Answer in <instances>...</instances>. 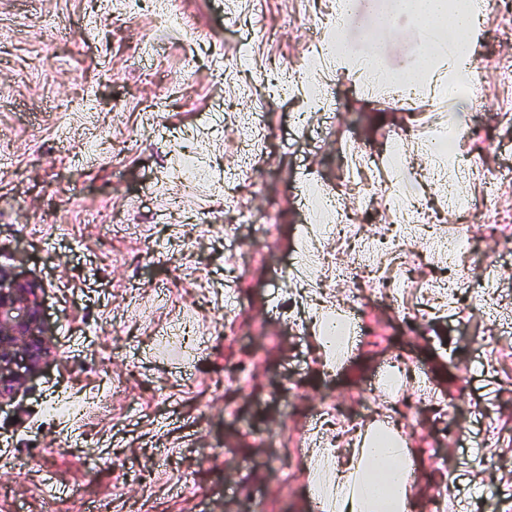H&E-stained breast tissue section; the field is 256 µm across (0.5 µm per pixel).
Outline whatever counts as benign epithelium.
<instances>
[{
    "instance_id": "benign-epithelium-1",
    "label": "benign epithelium",
    "mask_w": 512,
    "mask_h": 512,
    "mask_svg": "<svg viewBox=\"0 0 512 512\" xmlns=\"http://www.w3.org/2000/svg\"><path fill=\"white\" fill-rule=\"evenodd\" d=\"M42 283L0 268V400L37 373L52 354L44 327Z\"/></svg>"
}]
</instances>
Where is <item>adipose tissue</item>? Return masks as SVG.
<instances>
[{
  "label": "adipose tissue",
  "instance_id": "obj_1",
  "mask_svg": "<svg viewBox=\"0 0 512 512\" xmlns=\"http://www.w3.org/2000/svg\"><path fill=\"white\" fill-rule=\"evenodd\" d=\"M399 13L418 17L428 28L430 45L438 63L428 83L432 93L450 95L473 77L474 41L453 38L456 29L476 32L486 11L485 0H397ZM338 68L364 82L381 79L385 84H418L417 72L376 74L370 60L351 50L332 53ZM309 463L316 472L307 494L319 512H413L414 488L408 479L414 460L401 435L400 425L390 419L365 428L344 448L312 449Z\"/></svg>",
  "mask_w": 512,
  "mask_h": 512
}]
</instances>
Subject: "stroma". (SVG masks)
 Returning a JSON list of instances; mask_svg holds the SVG:
<instances>
[{
  "mask_svg": "<svg viewBox=\"0 0 512 512\" xmlns=\"http://www.w3.org/2000/svg\"><path fill=\"white\" fill-rule=\"evenodd\" d=\"M344 27L352 50L377 68L415 67L428 41L395 0H354ZM391 14L376 29V13ZM479 25L472 103L447 178L427 144L447 98L403 95L347 77L331 61L304 71L312 22L331 25L336 0H0V267L41 280L55 354L0 401V512H315L308 451L335 441L334 420L399 422L420 458L410 474L416 512H512V223L479 226L470 202L512 215V30L498 14ZM58 17L54 28L44 15ZM236 66L234 82L224 70ZM298 74L297 86L274 82ZM324 87L328 110L308 96ZM100 104L86 112L82 94ZM266 139L242 176L249 113ZM213 171L190 183L187 156ZM372 196L363 238L390 235L394 199H418L428 218L399 253H380L360 280L354 340L324 365L308 311L345 301L336 268L349 244L319 238L305 249L308 194L340 209ZM268 215L270 237L236 224L238 209ZM474 225L453 255L429 241ZM83 247H76L75 239ZM496 256L499 288H482V257ZM405 275L392 299L372 283ZM190 322L191 349H172L171 327ZM404 375L394 391L383 379ZM110 382L104 411L78 422L46 417L52 392ZM448 416L438 419L436 407ZM489 460L479 463L486 428ZM111 452L112 470L89 449ZM454 498L432 505L434 489Z\"/></svg>",
  "mask_w": 512,
  "mask_h": 512,
  "instance_id": "35a3bbf8",
  "label": "stroma"
}]
</instances>
